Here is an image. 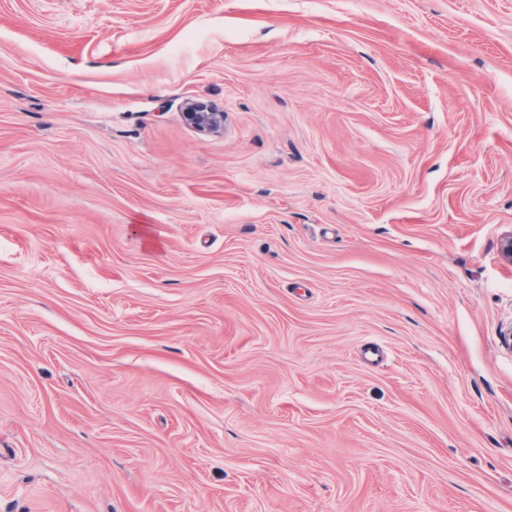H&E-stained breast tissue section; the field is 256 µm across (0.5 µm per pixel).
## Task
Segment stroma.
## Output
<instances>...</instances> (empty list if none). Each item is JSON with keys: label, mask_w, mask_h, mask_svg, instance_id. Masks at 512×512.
<instances>
[{"label": "stroma", "mask_w": 512, "mask_h": 512, "mask_svg": "<svg viewBox=\"0 0 512 512\" xmlns=\"http://www.w3.org/2000/svg\"><path fill=\"white\" fill-rule=\"evenodd\" d=\"M510 235L512 0H0V512H512ZM188 112H185L187 119L195 128L202 133H213L219 131L224 124L222 112H214L201 103H189Z\"/></svg>", "instance_id": "1"}]
</instances>
